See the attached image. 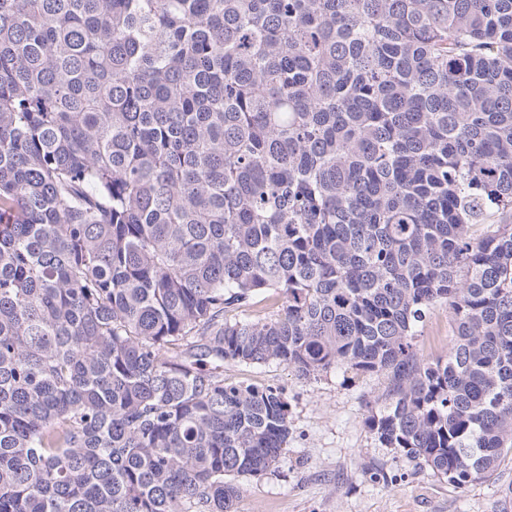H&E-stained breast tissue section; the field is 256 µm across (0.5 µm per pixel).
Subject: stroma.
Here are the masks:
<instances>
[{
    "label": "stroma",
    "instance_id": "stroma-1",
    "mask_svg": "<svg viewBox=\"0 0 512 512\" xmlns=\"http://www.w3.org/2000/svg\"><path fill=\"white\" fill-rule=\"evenodd\" d=\"M451 339L447 310L434 307L419 327L420 351L447 357ZM224 380L281 389L290 407L278 470L244 479L236 512H512L511 459L492 479L459 488L379 443L366 418L386 390L382 376L339 366L303 378L275 362L228 363Z\"/></svg>",
    "mask_w": 512,
    "mask_h": 512
}]
</instances>
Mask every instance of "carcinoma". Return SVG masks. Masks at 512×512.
Returning a JSON list of instances; mask_svg holds the SVG:
<instances>
[{"mask_svg": "<svg viewBox=\"0 0 512 512\" xmlns=\"http://www.w3.org/2000/svg\"><path fill=\"white\" fill-rule=\"evenodd\" d=\"M270 361L384 376L459 487L512 455V0H0V512H235ZM418 330L416 341L421 352L443 359L447 357L448 344L452 339L448 310L441 306L434 307Z\"/></svg>", "mask_w": 512, "mask_h": 512, "instance_id": "1", "label": "carcinoma"}]
</instances>
